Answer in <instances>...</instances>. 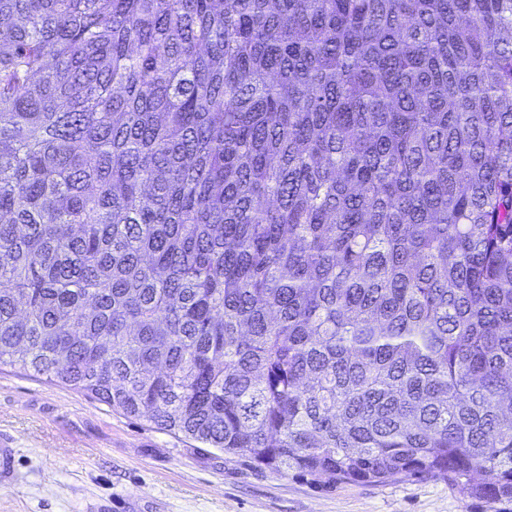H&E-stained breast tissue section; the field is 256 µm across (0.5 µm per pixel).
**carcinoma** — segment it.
<instances>
[{
  "label": "carcinoma",
  "mask_w": 512,
  "mask_h": 512,
  "mask_svg": "<svg viewBox=\"0 0 512 512\" xmlns=\"http://www.w3.org/2000/svg\"><path fill=\"white\" fill-rule=\"evenodd\" d=\"M7 363L512 512V0H0Z\"/></svg>",
  "instance_id": "1"
}]
</instances>
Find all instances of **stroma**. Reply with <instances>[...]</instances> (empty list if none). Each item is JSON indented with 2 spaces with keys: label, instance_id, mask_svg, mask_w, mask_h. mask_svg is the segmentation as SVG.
Returning <instances> with one entry per match:
<instances>
[{
  "label": "stroma",
  "instance_id": "stroma-1",
  "mask_svg": "<svg viewBox=\"0 0 512 512\" xmlns=\"http://www.w3.org/2000/svg\"><path fill=\"white\" fill-rule=\"evenodd\" d=\"M0 512H483L443 478L321 487L0 365Z\"/></svg>",
  "mask_w": 512,
  "mask_h": 512
}]
</instances>
